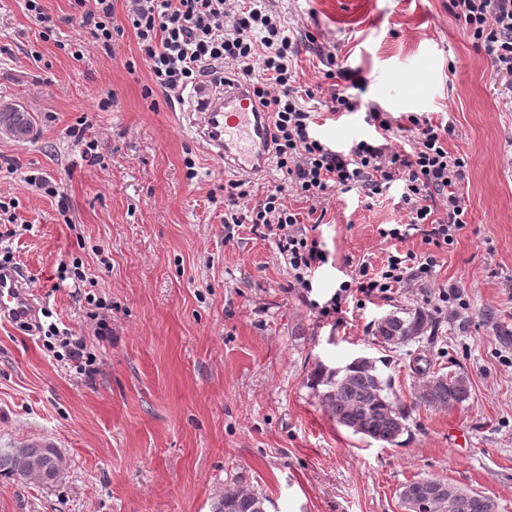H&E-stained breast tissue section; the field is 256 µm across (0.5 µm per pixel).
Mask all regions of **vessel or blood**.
I'll use <instances>...</instances> for the list:
<instances>
[{
  "instance_id": "b4317fda",
  "label": "vessel or blood",
  "mask_w": 512,
  "mask_h": 512,
  "mask_svg": "<svg viewBox=\"0 0 512 512\" xmlns=\"http://www.w3.org/2000/svg\"><path fill=\"white\" fill-rule=\"evenodd\" d=\"M206 151L222 161L225 171L252 180L271 166V123L246 85L231 84L194 92L185 113ZM38 311L26 274L0 267V321H32Z\"/></svg>"
}]
</instances>
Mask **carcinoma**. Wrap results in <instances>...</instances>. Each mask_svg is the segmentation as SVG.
<instances>
[{
  "instance_id": "cac0c4a2",
  "label": "carcinoma",
  "mask_w": 512,
  "mask_h": 512,
  "mask_svg": "<svg viewBox=\"0 0 512 512\" xmlns=\"http://www.w3.org/2000/svg\"><path fill=\"white\" fill-rule=\"evenodd\" d=\"M0 124L25 129L32 116L20 110L0 112ZM436 318L421 309H398L378 321L375 332L394 346L400 341L425 334L435 336ZM317 382L325 386L319 400L340 426L383 446L395 445L407 431L411 408L391 393V380L381 375L376 362L356 359L342 371H319ZM467 377L462 373L436 375L427 380L415 397V404L452 407L469 398ZM37 463L35 478H24L18 470L17 449H0V475L21 483L53 484L61 472V456L55 448H27ZM400 499L406 512H499L496 498L469 491L444 479L422 478L402 487ZM266 499L255 491L229 489L215 506V512H266Z\"/></svg>"
}]
</instances>
